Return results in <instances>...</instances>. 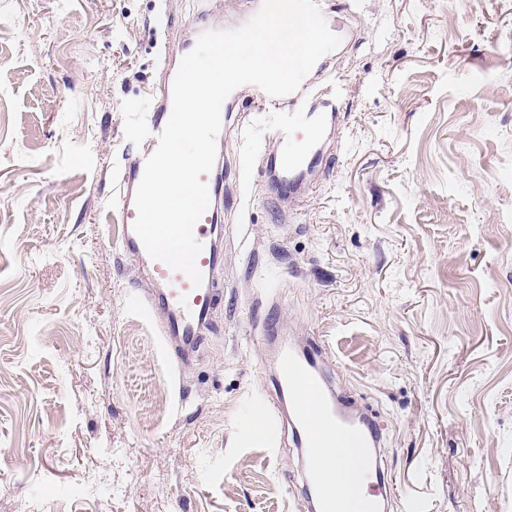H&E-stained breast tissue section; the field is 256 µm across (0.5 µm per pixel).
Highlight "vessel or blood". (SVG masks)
I'll list each match as a JSON object with an SVG mask.
<instances>
[{"instance_id": "b4317fda", "label": "vessel or blood", "mask_w": 512, "mask_h": 512, "mask_svg": "<svg viewBox=\"0 0 512 512\" xmlns=\"http://www.w3.org/2000/svg\"><path fill=\"white\" fill-rule=\"evenodd\" d=\"M171 90V84L163 85L156 111L144 121L142 143L128 145L122 154L116 171V205L122 218L120 247L138 259L139 277L152 284L140 306L157 319L169 358L183 369L195 361L221 301L217 278L224 261L220 243L224 171L216 165L203 177L210 205L194 227V236L202 245L196 258L202 283L196 286L186 274L151 259L132 229L137 218L134 194L145 162L156 150L158 136L171 115ZM255 97L259 103L281 111L269 133L278 149L267 157L259 175L271 199L301 206L313 190L312 173L327 168L335 157L325 131L342 126L339 102L320 99L308 79L294 93L274 97L259 89ZM327 359L325 348L313 342L280 348L272 376L275 396L263 403L257 418L265 429L289 421L292 442L301 448L304 469L313 483L317 512H346L324 451L349 440L361 451L356 483L368 489L360 508L362 512H380L387 492L372 484L371 477L380 466L373 450L383 442L382 428L367 407L335 389L325 371Z\"/></svg>"}]
</instances>
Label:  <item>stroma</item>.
<instances>
[{
	"mask_svg": "<svg viewBox=\"0 0 512 512\" xmlns=\"http://www.w3.org/2000/svg\"><path fill=\"white\" fill-rule=\"evenodd\" d=\"M337 11L340 0H325ZM196 0H0V512H308L273 358L329 352L376 412L392 497L512 512V0H359L342 150L297 212L243 172L272 116L241 101L224 166V294L175 375L119 249L114 165L194 33Z\"/></svg>",
	"mask_w": 512,
	"mask_h": 512,
	"instance_id": "obj_1",
	"label": "stroma"
}]
</instances>
